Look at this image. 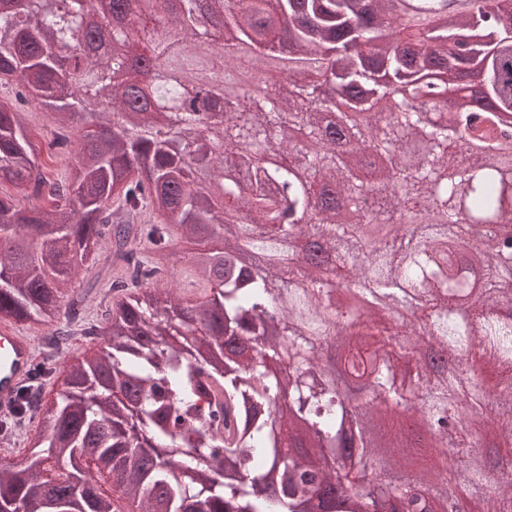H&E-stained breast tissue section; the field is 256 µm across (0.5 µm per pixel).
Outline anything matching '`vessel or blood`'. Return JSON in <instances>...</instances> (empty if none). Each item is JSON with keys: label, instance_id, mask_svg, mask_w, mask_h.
<instances>
[{"label": "vessel or blood", "instance_id": "vessel-or-blood-1", "mask_svg": "<svg viewBox=\"0 0 512 512\" xmlns=\"http://www.w3.org/2000/svg\"><path fill=\"white\" fill-rule=\"evenodd\" d=\"M480 0H392V16L414 28L430 23L435 15L448 11L469 12ZM35 359L30 337L10 322L0 324V414L10 412L19 386L27 379Z\"/></svg>", "mask_w": 512, "mask_h": 512}]
</instances>
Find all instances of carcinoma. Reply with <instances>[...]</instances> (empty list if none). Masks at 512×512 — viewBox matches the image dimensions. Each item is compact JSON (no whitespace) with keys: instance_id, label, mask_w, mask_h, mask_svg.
I'll use <instances>...</instances> for the list:
<instances>
[{"instance_id":"obj_1","label":"carcinoma","mask_w":512,"mask_h":512,"mask_svg":"<svg viewBox=\"0 0 512 512\" xmlns=\"http://www.w3.org/2000/svg\"><path fill=\"white\" fill-rule=\"evenodd\" d=\"M112 2L143 37L119 27L112 49L92 54L77 35L111 25L103 14L84 26L92 0H18L0 13V81L19 87L0 101V185L32 201L0 193V320L59 324L51 339L61 352L77 336L106 351L74 359L54 404L38 393L39 437L20 468L0 469V512H115L92 466L140 512H441L462 486L512 512V475H488L472 441L491 422L512 447V237L494 246L477 231L512 226V157L474 162L462 150L466 140H512V0L418 33L390 17V0H182L174 27L169 0ZM282 15L293 23L285 97L268 79L251 90L237 77L242 46L257 67L279 53ZM206 64L224 69L214 97L226 126L203 128L182 106ZM384 67L395 80L378 85ZM328 89L374 112L346 126L373 154L407 158L391 174L403 191L372 195L374 180L330 147ZM450 97L462 110L434 122ZM476 97L488 108L466 106ZM32 100L53 114L49 148L79 157L62 181L48 177L26 130ZM300 124L323 152L285 143L281 132ZM240 144L262 158L240 164ZM345 205L358 222L336 223L331 211ZM405 214L416 223L404 235L367 236L366 225ZM176 228L224 240V257L205 248L189 261L206 302L174 288L184 274L166 268ZM290 236L334 256L336 287L288 261ZM342 241L361 263L338 253ZM243 248L267 265L241 267ZM94 251L97 277L64 290ZM474 279L476 298L449 305ZM273 281L301 287L278 292ZM348 286L374 303L368 315L339 311ZM405 293L427 328L394 320ZM331 342L355 368L352 398L319 364ZM424 346L478 357L499 374L495 391L429 368ZM383 405L422 424L454 410L447 451L431 449L436 479L383 462L387 449L411 448L397 432L381 445L366 429ZM27 415L22 394L0 435ZM51 459L71 470L65 483L45 474Z\"/></svg>"}]
</instances>
